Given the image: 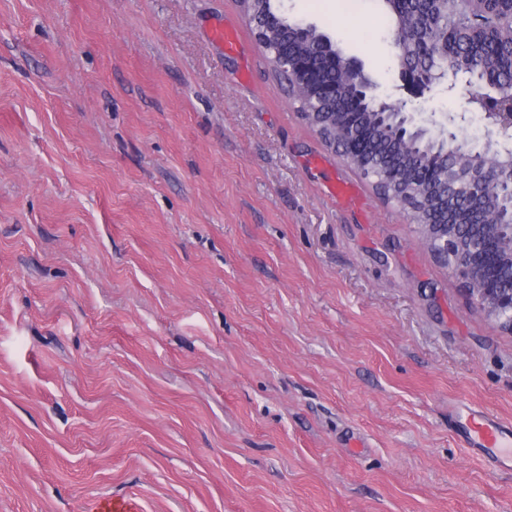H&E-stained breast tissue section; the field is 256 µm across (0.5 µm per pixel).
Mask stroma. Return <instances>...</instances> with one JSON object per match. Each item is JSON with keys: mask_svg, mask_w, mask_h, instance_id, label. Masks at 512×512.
I'll use <instances>...</instances> for the list:
<instances>
[{"mask_svg": "<svg viewBox=\"0 0 512 512\" xmlns=\"http://www.w3.org/2000/svg\"><path fill=\"white\" fill-rule=\"evenodd\" d=\"M283 6L405 97L380 0ZM452 402L512 422V335L302 120L237 0H0V512H512Z\"/></svg>", "mask_w": 512, "mask_h": 512, "instance_id": "stroma-1", "label": "stroma"}]
</instances>
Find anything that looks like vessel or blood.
<instances>
[{"mask_svg": "<svg viewBox=\"0 0 512 512\" xmlns=\"http://www.w3.org/2000/svg\"><path fill=\"white\" fill-rule=\"evenodd\" d=\"M448 417L466 447L484 453L497 466L512 469V424L504 423L491 412L452 403Z\"/></svg>", "mask_w": 512, "mask_h": 512, "instance_id": "b4317fda", "label": "vessel or blood"}]
</instances>
